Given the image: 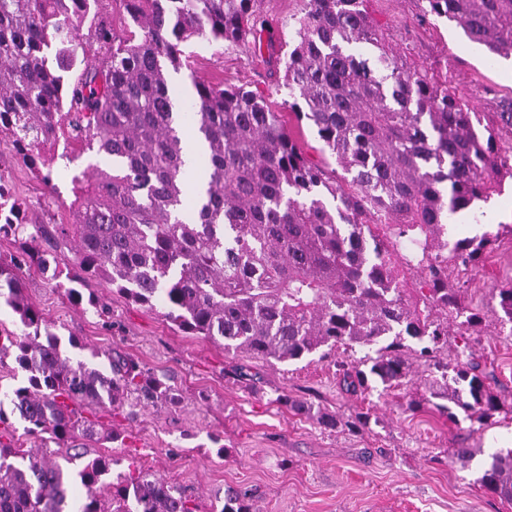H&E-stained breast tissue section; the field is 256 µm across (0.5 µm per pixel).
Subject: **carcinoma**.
I'll list each match as a JSON object with an SVG mask.
<instances>
[{
    "instance_id": "obj_1",
    "label": "carcinoma",
    "mask_w": 512,
    "mask_h": 512,
    "mask_svg": "<svg viewBox=\"0 0 512 512\" xmlns=\"http://www.w3.org/2000/svg\"><path fill=\"white\" fill-rule=\"evenodd\" d=\"M285 61L290 108L314 129L344 175L332 176L293 143L264 97L201 80L173 111L169 78L187 65L183 44L257 36L254 0H0V136L49 184L79 146L108 159L71 179V224L36 225L0 261V300L18 316V336H0L27 372L12 413L26 433L58 448L77 439L117 441L78 408L180 405L174 389L131 357L100 369L65 354L29 303L21 266L51 270L80 304L75 285L96 278L131 302L161 309L194 336L267 361L325 358L361 348L343 370L347 393L403 382L428 364L450 331L479 334L484 316L463 306L453 269L479 261L498 235L446 237V221L470 214L512 177V148L497 143L470 103L428 67L388 43L365 0H300ZM424 18L456 23L493 55L512 56V0H423ZM126 19L117 29L112 12ZM202 142L187 161L184 136ZM21 212L0 173V236H17ZM73 242L60 266L37 244ZM512 325V285L498 292ZM437 367L430 396L489 418L500 400L465 359ZM276 402L328 430L359 432L371 415L344 417L281 392ZM56 451L33 452L0 411V512H68V486L87 488L78 512H197L184 490L142 467L103 473L97 456L70 470ZM512 500V450L491 455L480 478ZM221 512H252L232 489Z\"/></svg>"
}]
</instances>
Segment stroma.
<instances>
[{
	"label": "stroma",
	"instance_id": "obj_1",
	"mask_svg": "<svg viewBox=\"0 0 512 512\" xmlns=\"http://www.w3.org/2000/svg\"><path fill=\"white\" fill-rule=\"evenodd\" d=\"M300 7V0H255L256 18L268 23L261 39L272 42L279 55L288 52ZM365 8L386 25L389 42L413 66L447 75L483 124L496 125L501 103L512 99L511 57L491 55L453 23L421 22L420 0H367ZM184 52L187 67L171 77L179 92L191 90L196 79L261 92L309 159L335 169L314 130L291 110L288 90L280 75L271 74L267 54L250 44L220 46L201 38L185 43ZM97 161L94 153L79 154L46 184L15 160L8 140H0V175L28 225L72 223L71 178ZM483 210L480 220L460 217L448 227L452 240L487 231L498 236L477 266L459 273L465 304L486 316L473 361L501 401L500 410L483 420L461 412L449 422L432 402L412 408L411 399L423 394L428 377L421 366L387 391L341 392L337 365L358 363L360 349L341 347L322 361L254 359L250 366L260 380L245 386L231 375L236 360L222 346L180 331L100 281L87 282L81 291L104 299L108 311L101 315L69 300L37 268L22 269L20 276L29 301L61 341L75 338L103 355L126 354L175 387L181 406L174 411H99L103 427L117 430L121 439L89 443L87 455L139 461L155 477L183 487L198 512H220L225 492L240 488L251 490L254 512H512V501L479 482L483 461L512 448V335L496 318L497 291L512 282V183ZM282 391L346 416L370 412L374 423L359 435L321 429L279 408L274 399ZM456 448H473L477 455L465 466L453 457Z\"/></svg>",
	"mask_w": 512,
	"mask_h": 512
}]
</instances>
